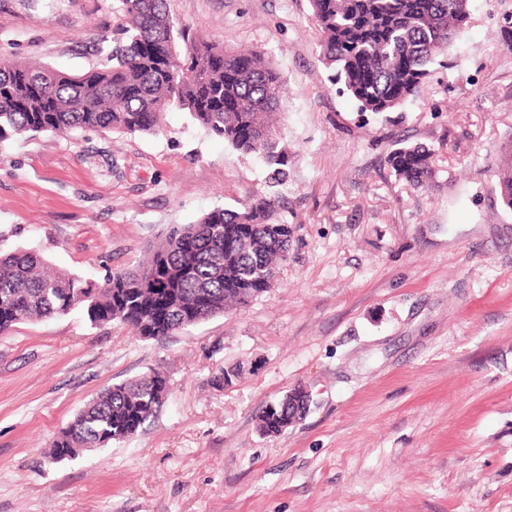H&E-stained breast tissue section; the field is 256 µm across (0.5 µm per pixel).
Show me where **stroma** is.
I'll return each mask as SVG.
<instances>
[{
    "label": "stroma",
    "instance_id": "stroma-1",
    "mask_svg": "<svg viewBox=\"0 0 512 512\" xmlns=\"http://www.w3.org/2000/svg\"><path fill=\"white\" fill-rule=\"evenodd\" d=\"M284 82L275 181L169 108L160 132H49L0 144V253L32 249L104 285L176 225L276 199L294 236L244 307L145 340L83 307L0 336V512H512V210L495 173L512 137V0H469L465 32L416 96L360 111L332 82L309 0H168ZM120 0H0V52L80 74L112 45ZM434 150L414 188L386 158ZM242 375L224 391L223 367ZM172 389L133 436L74 458L52 441L108 386ZM302 419L262 434L296 387ZM309 394L306 390L303 388L298 387L297 389H293L290 391L287 395L288 399V405L284 406V403L286 401L285 397H283L281 400L267 404L265 408L261 411L260 419L268 411V409L271 406H274L276 408L277 413L288 415V406L293 405L294 406V412L292 413V416L288 417V422H280L278 432L284 431L286 428H288V425L299 418L301 415H303L309 405Z\"/></svg>",
    "mask_w": 512,
    "mask_h": 512
}]
</instances>
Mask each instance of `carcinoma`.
<instances>
[{"label":"carcinoma","mask_w":512,"mask_h":512,"mask_svg":"<svg viewBox=\"0 0 512 512\" xmlns=\"http://www.w3.org/2000/svg\"><path fill=\"white\" fill-rule=\"evenodd\" d=\"M114 45L103 61L69 74L32 60L0 57V144L27 133L155 134L176 106L234 149L262 156L285 174L289 152L277 127L283 82L265 54L228 51L177 24L168 0H121ZM321 54L362 112H392L414 97L469 20V0H310ZM498 172L512 210V138ZM396 177L435 182L434 152L403 143L387 156ZM292 246L272 197L239 211L216 208L177 226L133 269L102 288L53 270L34 251L0 255V335L20 323L86 307L93 325L122 324L158 339L243 307L270 288ZM170 380L153 371L104 389L53 441L49 454L105 448L135 434L159 411Z\"/></svg>","instance_id":"1"}]
</instances>
